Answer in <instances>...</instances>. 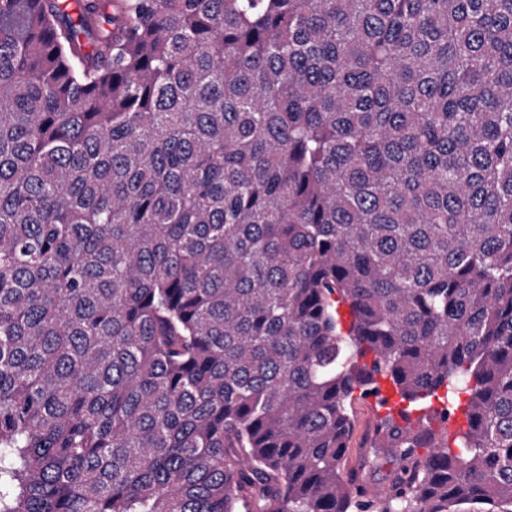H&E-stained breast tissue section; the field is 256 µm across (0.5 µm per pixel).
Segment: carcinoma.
<instances>
[{"instance_id":"1","label":"carcinoma","mask_w":512,"mask_h":512,"mask_svg":"<svg viewBox=\"0 0 512 512\" xmlns=\"http://www.w3.org/2000/svg\"><path fill=\"white\" fill-rule=\"evenodd\" d=\"M0 512H512V0H0ZM353 410L356 416V427L349 445L346 462L349 468L358 469L362 455L370 449L366 448L369 445L364 442L373 434L375 422L369 415L368 407L363 400H355Z\"/></svg>"}]
</instances>
